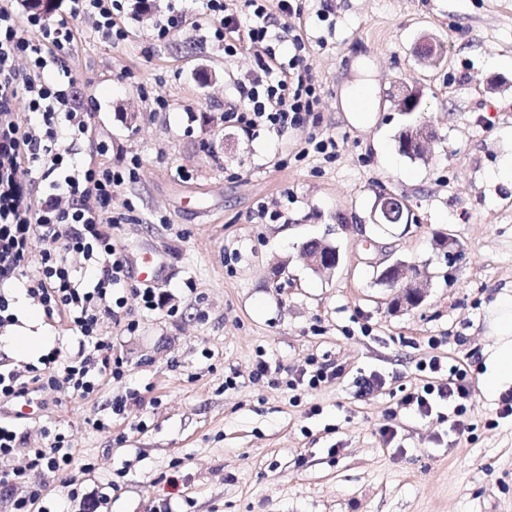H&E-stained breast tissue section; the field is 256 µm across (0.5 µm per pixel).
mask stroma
<instances>
[{"mask_svg":"<svg viewBox=\"0 0 512 512\" xmlns=\"http://www.w3.org/2000/svg\"><path fill=\"white\" fill-rule=\"evenodd\" d=\"M163 2L148 0L119 44L82 23L78 90L92 139L110 145L105 161L141 159L138 180L112 194V238L128 265L154 258L177 314H143L128 277L137 331L103 325L126 385L40 393L20 419L30 447L43 425L62 428L74 475L109 512H512V416L499 415L512 388L492 399L481 381L495 342L488 309L512 296V182L500 177L512 154V0H331L328 24L319 0H298L318 106L305 127L255 139L224 123L255 54L225 57L190 27L154 41L149 11ZM426 36L442 47L432 66L417 53ZM357 83L373 98L362 122L344 106ZM404 86L422 90V111L398 110ZM153 94L168 111L151 110ZM411 123L435 132L418 160L397 149ZM312 132L336 137L334 159L301 156ZM382 191L413 223H373ZM281 200L279 220L255 217L257 202ZM311 240L337 246L340 268L312 271L301 254ZM388 259L426 281L419 307L392 309L394 289L377 280ZM311 356L344 378L288 390ZM434 356L468 364L464 434L449 430L446 405L430 417L397 407L430 380L419 366ZM261 357L280 365L279 383L251 380ZM373 373L385 387L359 395L356 379ZM130 387L139 402L113 415ZM98 418L110 428H94Z\"/></svg>","mask_w":512,"mask_h":512,"instance_id":"obj_1","label":"stroma"}]
</instances>
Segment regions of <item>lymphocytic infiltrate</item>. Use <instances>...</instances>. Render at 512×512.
Wrapping results in <instances>:
<instances>
[{
	"mask_svg": "<svg viewBox=\"0 0 512 512\" xmlns=\"http://www.w3.org/2000/svg\"><path fill=\"white\" fill-rule=\"evenodd\" d=\"M68 17L53 21L22 0H0V335L18 321L13 292L25 291L47 319H65L77 339L75 348L55 352L41 365L0 368V402L29 405L33 396L52 391L85 397L104 381H121L124 363L112 355L102 336L104 321L124 322L135 332L136 321H122L123 298L116 292L126 278L125 263L112 241V190L134 181L141 161L131 157L118 165L86 163L106 152L91 141V114L77 90L81 50L79 22L90 21L95 33L117 43L128 36L122 19L123 0H70ZM247 11L229 12L225 0H168L152 20L153 37L163 43L190 17L202 19L203 41L223 46L225 56L262 46L252 78L234 84L236 101L224 115L228 127L256 137L303 127L318 102L319 86L307 61L310 41L302 27L286 23L295 9L291 0H245ZM294 54L282 59L280 43ZM29 114L19 124L18 111ZM83 266H75L73 256ZM431 372L447 376L425 383L400 400L403 408L431 416L447 403L449 427L465 431L462 420L472 395L463 360L442 367L431 358ZM344 370L328 361L308 358L289 390L313 391L341 379ZM44 444L29 448L23 467L13 465L17 448L27 445L26 429L0 422V491L12 499V512H31L44 499V486L28 474H63L73 457L64 435L42 428Z\"/></svg>",
	"mask_w": 512,
	"mask_h": 512,
	"instance_id": "1",
	"label": "lymphocytic infiltrate"
}]
</instances>
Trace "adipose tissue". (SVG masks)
I'll use <instances>...</instances> for the list:
<instances>
[{"instance_id":"obj_1","label":"adipose tissue","mask_w":512,"mask_h":512,"mask_svg":"<svg viewBox=\"0 0 512 512\" xmlns=\"http://www.w3.org/2000/svg\"><path fill=\"white\" fill-rule=\"evenodd\" d=\"M496 340L485 353L483 390L495 395L512 386V298L494 311Z\"/></svg>"}]
</instances>
